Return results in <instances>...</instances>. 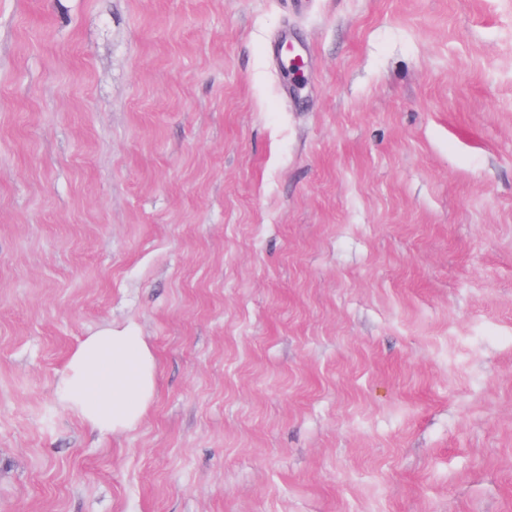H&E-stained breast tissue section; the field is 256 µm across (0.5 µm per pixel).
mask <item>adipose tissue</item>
<instances>
[{"mask_svg": "<svg viewBox=\"0 0 512 512\" xmlns=\"http://www.w3.org/2000/svg\"><path fill=\"white\" fill-rule=\"evenodd\" d=\"M57 390L67 407L98 432L127 430L151 406L154 356L136 325L102 330L73 350Z\"/></svg>", "mask_w": 512, "mask_h": 512, "instance_id": "adipose-tissue-1", "label": "adipose tissue"}]
</instances>
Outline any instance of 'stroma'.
Listing matches in <instances>:
<instances>
[{"mask_svg": "<svg viewBox=\"0 0 512 512\" xmlns=\"http://www.w3.org/2000/svg\"><path fill=\"white\" fill-rule=\"evenodd\" d=\"M0 512H512V0H0ZM57 390L67 407L101 434L127 430L151 406L154 356L136 325L107 328L77 345Z\"/></svg>", "mask_w": 512, "mask_h": 512, "instance_id": "35a3bbf8", "label": "stroma"}]
</instances>
